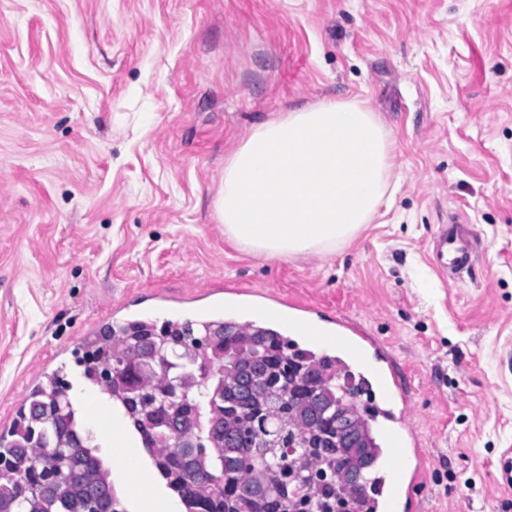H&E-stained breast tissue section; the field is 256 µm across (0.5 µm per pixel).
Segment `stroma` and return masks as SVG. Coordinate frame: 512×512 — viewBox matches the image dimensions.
Here are the masks:
<instances>
[{"label": "stroma", "mask_w": 512, "mask_h": 512, "mask_svg": "<svg viewBox=\"0 0 512 512\" xmlns=\"http://www.w3.org/2000/svg\"><path fill=\"white\" fill-rule=\"evenodd\" d=\"M356 101L396 138L382 222L278 260L224 235L259 124ZM460 219L472 268L430 249ZM240 288L387 345L428 454L421 512H512V0H0V434L81 336Z\"/></svg>", "instance_id": "1"}]
</instances>
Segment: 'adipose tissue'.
I'll return each mask as SVG.
<instances>
[{"mask_svg":"<svg viewBox=\"0 0 512 512\" xmlns=\"http://www.w3.org/2000/svg\"><path fill=\"white\" fill-rule=\"evenodd\" d=\"M394 144L356 103L279 113L225 158L215 218L227 239L269 258L334 253L387 202Z\"/></svg>","mask_w":512,"mask_h":512,"instance_id":"obj_1","label":"adipose tissue"}]
</instances>
